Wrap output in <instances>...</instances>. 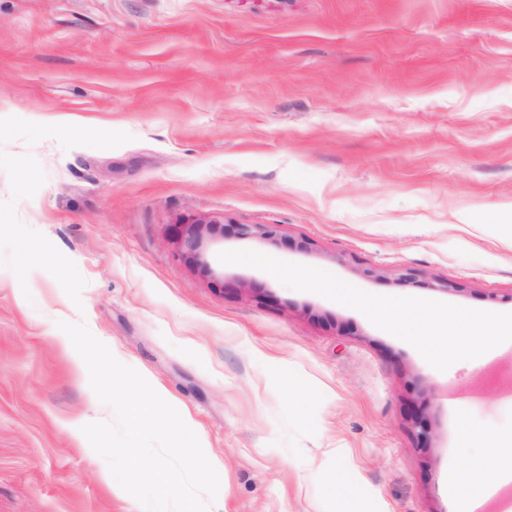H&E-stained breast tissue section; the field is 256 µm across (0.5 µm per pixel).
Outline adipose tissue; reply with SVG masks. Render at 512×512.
Returning a JSON list of instances; mask_svg holds the SVG:
<instances>
[{
	"label": "adipose tissue",
	"mask_w": 512,
	"mask_h": 512,
	"mask_svg": "<svg viewBox=\"0 0 512 512\" xmlns=\"http://www.w3.org/2000/svg\"><path fill=\"white\" fill-rule=\"evenodd\" d=\"M458 434L462 441L482 439L481 457L462 469H449L447 487L454 497L458 512H476L492 493L494 481L512 479V439L482 435L467 419H459Z\"/></svg>",
	"instance_id": "adipose-tissue-1"
}]
</instances>
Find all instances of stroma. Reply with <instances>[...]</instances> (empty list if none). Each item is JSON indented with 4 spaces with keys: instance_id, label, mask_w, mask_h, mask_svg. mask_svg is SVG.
Returning a JSON list of instances; mask_svg holds the SVG:
<instances>
[{
    "instance_id": "35a3bbf8",
    "label": "stroma",
    "mask_w": 512,
    "mask_h": 512,
    "mask_svg": "<svg viewBox=\"0 0 512 512\" xmlns=\"http://www.w3.org/2000/svg\"><path fill=\"white\" fill-rule=\"evenodd\" d=\"M508 204L512 0H0V512H143L71 428L115 415L62 321L194 424L210 512H354L348 466L457 512L459 418L512 436V342L441 372L217 255L512 313ZM201 221L276 234L186 254Z\"/></svg>"
}]
</instances>
